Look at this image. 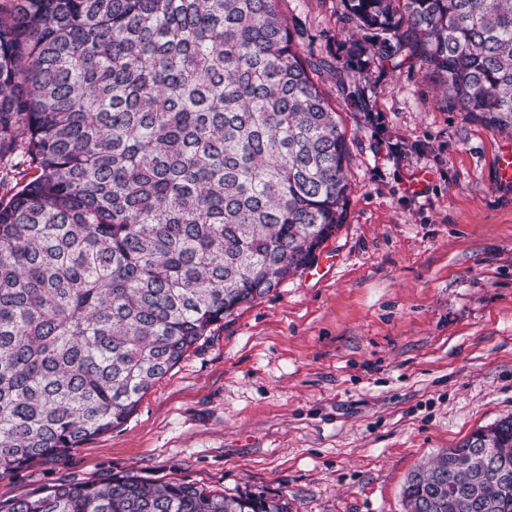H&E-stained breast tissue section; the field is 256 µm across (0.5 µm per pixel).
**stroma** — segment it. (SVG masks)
Here are the masks:
<instances>
[{"label":"stroma","instance_id":"35a3bbf8","mask_svg":"<svg viewBox=\"0 0 512 512\" xmlns=\"http://www.w3.org/2000/svg\"><path fill=\"white\" fill-rule=\"evenodd\" d=\"M306 57L345 62L340 0H279ZM316 82L350 145V204L303 270L191 348L120 428L0 476V504L123 475L292 512H405L408 475L512 415V137L452 108L420 66L370 71L382 132ZM419 173L418 194L407 191Z\"/></svg>","mask_w":512,"mask_h":512}]
</instances>
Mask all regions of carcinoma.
<instances>
[{"label": "carcinoma", "mask_w": 512, "mask_h": 512, "mask_svg": "<svg viewBox=\"0 0 512 512\" xmlns=\"http://www.w3.org/2000/svg\"><path fill=\"white\" fill-rule=\"evenodd\" d=\"M339 69L279 0H11L0 11V475L123 425L208 329L310 266L349 205V143L314 81L418 64L512 135V0H340ZM507 474L494 476L483 449ZM406 512H512V415L413 471ZM0 512H289L278 494L127 475Z\"/></svg>", "instance_id": "1"}]
</instances>
